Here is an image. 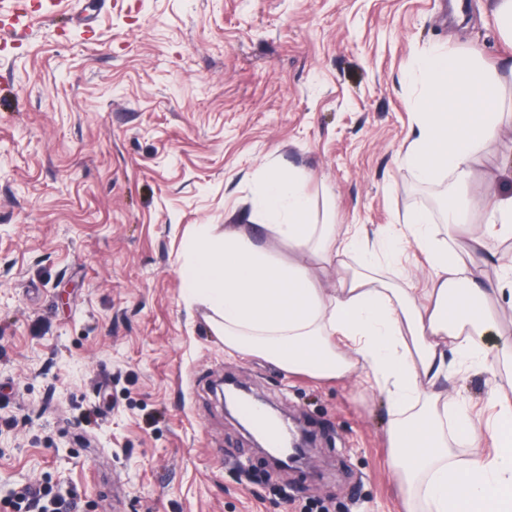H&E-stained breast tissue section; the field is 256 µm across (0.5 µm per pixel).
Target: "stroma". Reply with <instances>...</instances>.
Here are the masks:
<instances>
[{
  "label": "stroma",
  "instance_id": "stroma-1",
  "mask_svg": "<svg viewBox=\"0 0 512 512\" xmlns=\"http://www.w3.org/2000/svg\"><path fill=\"white\" fill-rule=\"evenodd\" d=\"M512 54L489 0H0V501L86 491L85 512H425L389 468L391 402L229 353L178 275L201 224H248L268 161L308 175L338 232L375 233L429 199L400 150L431 51ZM459 255L498 282L512 237L482 223L512 191V129L477 146ZM505 369L449 359L477 426ZM249 386L313 438L314 472L256 453L212 394Z\"/></svg>",
  "mask_w": 512,
  "mask_h": 512
}]
</instances>
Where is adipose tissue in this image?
<instances>
[{"label":"adipose tissue","instance_id":"obj_1","mask_svg":"<svg viewBox=\"0 0 512 512\" xmlns=\"http://www.w3.org/2000/svg\"><path fill=\"white\" fill-rule=\"evenodd\" d=\"M415 69L424 94L404 160L423 182L445 173L465 185L475 148L503 129V116L489 106L512 77V59L490 69L480 52L462 58L438 50ZM305 182L302 170L269 165L252 201L253 220L294 258L243 229L217 235L205 224L189 241L192 258L180 274L206 306L212 332L228 352L264 358L289 373L334 379L362 371L395 405L391 468L403 487L419 488L429 512H512V393L500 387L491 395L497 409L487 432L491 454L480 453L482 433L463 413L456 436L474 452L460 464L448 446V395L439 389L448 357L485 362L483 337L494 324L487 300L496 290L475 274L480 255L465 262L450 246L463 214L449 212L438 226L414 210L396 230L343 235L315 218ZM405 241L426 257L425 296L382 278L370 261L329 290L307 263L313 254L339 266L353 253L392 258Z\"/></svg>","mask_w":512,"mask_h":512}]
</instances>
